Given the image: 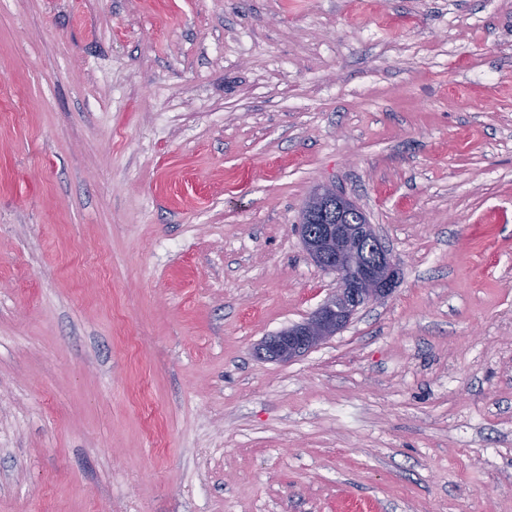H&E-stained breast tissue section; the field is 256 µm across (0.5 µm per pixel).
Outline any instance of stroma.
Segmentation results:
<instances>
[{
	"instance_id": "stroma-1",
	"label": "stroma",
	"mask_w": 512,
	"mask_h": 512,
	"mask_svg": "<svg viewBox=\"0 0 512 512\" xmlns=\"http://www.w3.org/2000/svg\"><path fill=\"white\" fill-rule=\"evenodd\" d=\"M0 512H512V0H0ZM334 209L336 224H308ZM299 229L307 254L321 269L336 274L337 286L306 321L283 329L260 345V356L280 362L335 336L360 308L391 295L399 279L398 264L375 225L336 186H322L309 196ZM365 252H371V257Z\"/></svg>"
}]
</instances>
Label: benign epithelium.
<instances>
[{"label": "benign epithelium", "instance_id": "obj_1", "mask_svg": "<svg viewBox=\"0 0 512 512\" xmlns=\"http://www.w3.org/2000/svg\"><path fill=\"white\" fill-rule=\"evenodd\" d=\"M304 248L336 274V290L304 322L270 337L258 354L288 362L347 327L357 311L395 290L399 267L375 225L336 186H322L306 201L299 224Z\"/></svg>", "mask_w": 512, "mask_h": 512}]
</instances>
